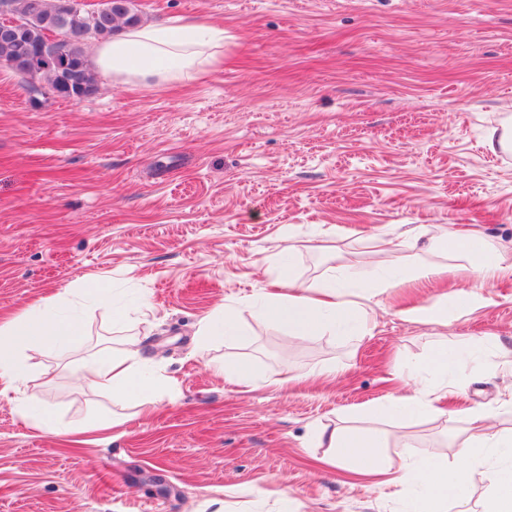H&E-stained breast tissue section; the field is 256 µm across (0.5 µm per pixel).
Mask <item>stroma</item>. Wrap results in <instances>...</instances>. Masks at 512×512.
Wrapping results in <instances>:
<instances>
[{
	"label": "stroma",
	"mask_w": 512,
	"mask_h": 512,
	"mask_svg": "<svg viewBox=\"0 0 512 512\" xmlns=\"http://www.w3.org/2000/svg\"><path fill=\"white\" fill-rule=\"evenodd\" d=\"M134 4L147 22L222 26L223 61L160 85L101 76L79 101L32 98L0 68V317L42 302L87 331L60 356L27 351V382L0 397V512H410L418 490L321 467L325 426L381 431L416 460L452 462L468 443L511 462L479 447L469 412L496 409L512 438V357L498 351L512 347V276L473 312L458 255L402 248L405 270L448 272L387 290L368 336L295 337L252 298L288 278L372 287L371 237L421 224L512 249V157L484 145L512 114V0ZM82 284L109 289L111 307L68 295ZM434 301L447 324L401 315ZM221 305L243 334L200 349L199 321ZM132 335L165 380L146 416L69 370ZM443 348L456 361L444 382L428 375ZM224 361L247 363L253 385L214 375ZM399 367L426 375L433 410L384 416ZM38 413L123 422L110 442L61 448Z\"/></svg>",
	"instance_id": "35a3bbf8"
}]
</instances>
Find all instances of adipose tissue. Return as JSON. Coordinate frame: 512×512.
Here are the masks:
<instances>
[{"mask_svg": "<svg viewBox=\"0 0 512 512\" xmlns=\"http://www.w3.org/2000/svg\"><path fill=\"white\" fill-rule=\"evenodd\" d=\"M223 57V28L197 19L176 26L143 23L96 43L92 52L96 70L121 84L149 79L162 84L193 78L220 63ZM426 235L429 248L466 258L475 285L461 290L460 297L465 304L475 310L492 305L494 298L489 288L500 277L512 274V252L489 250L485 237L478 232L451 235L433 227ZM403 281L397 268L387 269L377 287L365 289L358 300L350 299L332 280L316 286L291 281L286 292L260 296L257 302L292 336H317L341 326L353 327L367 335L376 319L377 294ZM82 330L78 317L54 313L43 304L0 321V396L18 391L26 382L25 350L43 344L65 346L81 335ZM137 346V340L133 339L120 353H101L83 364L79 374L96 387L110 391L115 400H136L138 407L146 412L155 404L161 377L147 370ZM32 423L41 432L71 444L103 443L108 439V428L104 425L64 428L48 414L33 416ZM318 436L331 450L330 464L350 465L355 474L381 476L386 482L404 487L429 477L428 492L415 503L412 512H444L448 498L465 489L472 479V470L466 467L465 461L474 452L467 446L459 449L460 462L456 465L425 458L395 467L381 450L379 434L356 435L336 426L320 429Z\"/></svg>", "mask_w": 512, "mask_h": 512, "instance_id": "1", "label": "adipose tissue"}]
</instances>
